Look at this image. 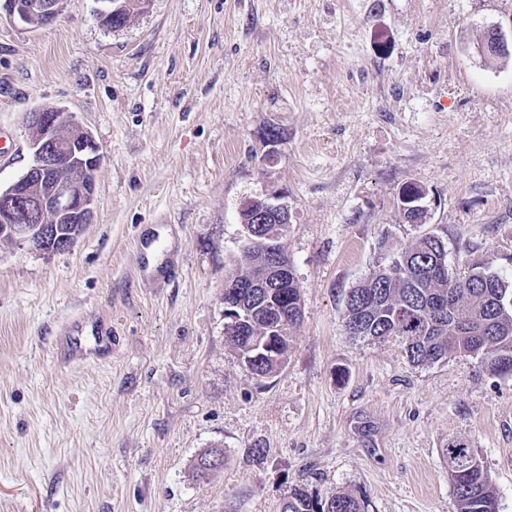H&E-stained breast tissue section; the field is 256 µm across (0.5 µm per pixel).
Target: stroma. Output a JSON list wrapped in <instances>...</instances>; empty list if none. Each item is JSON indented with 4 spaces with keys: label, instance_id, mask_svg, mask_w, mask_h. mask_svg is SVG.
<instances>
[{
    "label": "stroma",
    "instance_id": "stroma-1",
    "mask_svg": "<svg viewBox=\"0 0 512 512\" xmlns=\"http://www.w3.org/2000/svg\"><path fill=\"white\" fill-rule=\"evenodd\" d=\"M99 8L0 19V186L27 169L40 109L68 108L102 155L73 247L0 240V512H280L295 487L457 512L453 438L512 512V375L416 366L342 323L384 235L512 276V56L476 53L512 0H148L118 30ZM408 182L436 196L426 223L398 205ZM274 191L302 320L258 378L225 341L224 280L243 204ZM140 236L177 251L175 284L140 277ZM76 314L111 320L110 357L57 360ZM210 448L224 465L201 481ZM224 451L219 448H211L201 453L195 462L196 477L200 479L207 478L210 473L223 466Z\"/></svg>",
    "mask_w": 512,
    "mask_h": 512
}]
</instances>
